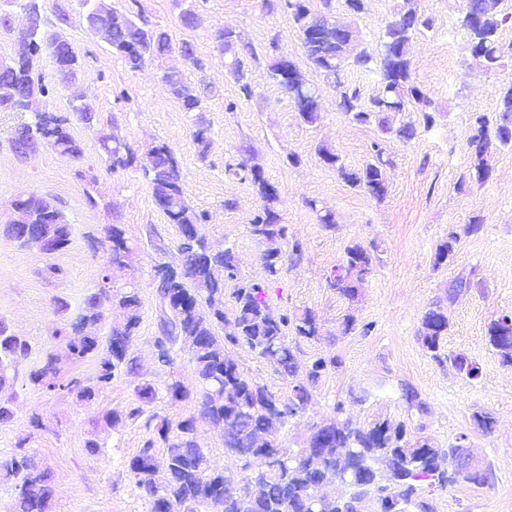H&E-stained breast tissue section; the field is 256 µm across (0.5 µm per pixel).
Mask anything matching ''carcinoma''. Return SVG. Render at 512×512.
I'll list each match as a JSON object with an SVG mask.
<instances>
[{
	"label": "carcinoma",
	"mask_w": 512,
	"mask_h": 512,
	"mask_svg": "<svg viewBox=\"0 0 512 512\" xmlns=\"http://www.w3.org/2000/svg\"><path fill=\"white\" fill-rule=\"evenodd\" d=\"M323 12L312 17L306 0H285L294 22L298 25L302 45L313 65L328 80L335 81L342 112L359 124L374 125L382 137L395 136L405 142L416 136V128L409 124H395V116L407 110L413 101L427 100L426 93L411 82L407 47L419 32L430 28V19L409 5L397 18L385 25L381 49L376 55L362 51L351 61L341 60V36L330 26L332 0H322ZM33 27L26 38L30 43L27 53L21 55L14 71L0 74V112H27L29 121L21 124L10 144L20 151L31 139L49 141L61 155L78 157L81 147L71 133L72 119L41 110L42 99L49 94L42 73L38 72V53L48 21L42 15L36 0L26 4ZM512 17L483 12L475 22L461 20L469 36L471 56L477 66L487 72L496 71L506 51L500 41L499 30ZM89 29L101 33L112 52L120 55L128 66L138 69L148 61L162 57L173 49L169 33L153 24L139 10L117 13L104 4L95 11H86ZM219 48L233 46L229 63L230 74L239 83L241 95L252 96L250 84L244 81L242 62L255 56V49L234 39L230 30L219 29L214 34ZM273 53L269 67L271 79L291 101L302 120L313 124L319 119V95H304L283 77L286 61L279 53L278 41L270 43ZM348 68L374 70L380 78V91L365 106L359 92L342 78ZM164 80L182 108L187 112L202 110L203 98L196 87L165 74ZM468 144L474 153L470 178L483 182L489 168L486 155L492 147L512 148V86L504 89L500 111L495 124L480 115L475 117ZM320 159L337 170L350 186L363 190L376 199L386 193V169L392 165L382 143L372 145L371 159L360 169L346 168L340 157L330 150L319 149ZM139 166L149 180L153 197L172 224L180 229L178 251L186 277L170 274L155 284L156 293L166 292L172 301L160 316V336L156 337L157 361L162 367L174 361L173 347L182 341L187 345L194 363L195 385L199 389V420L224 426V448L244 462L250 473L240 482L213 469L204 449L196 440V419L185 421L179 433L172 436L168 425L157 423L156 431L164 444L163 461L155 455L154 443L140 449L128 464L137 487L150 500L151 512H205L210 499L221 497L223 512H314L313 493L324 482L337 478L345 488L343 500L346 512H355L360 495L380 512H403L413 505L415 512H431L428 502L418 498L421 486L444 489L459 481L477 487L487 486L490 469L478 467L459 478L451 467L439 463L450 462L454 446L436 448L428 442L412 443L407 439L406 426H396L378 420L366 427H357L348 420L332 421L313 428L308 439L317 446L320 462L312 465L298 458L302 450L290 453L280 447L278 429L303 414L312 402L311 387L328 368L337 364L336 357H319L311 362L300 378L297 357L288 341V332L317 341L320 326L308 310L276 312L267 300V284L241 281L233 292L234 333L223 338L215 328L224 325V281L238 279V262L231 248L213 253L199 243L191 231L199 228L203 214L196 212L187 201L180 162L173 149L165 142H157L139 159ZM233 174L248 180L254 186L262 205L250 220L251 234L268 246L264 269L268 280L282 272L285 258L300 253L297 244L284 251L288 238L287 225L280 222V194L261 172L248 171L239 163ZM16 223L4 228L8 236L18 237L20 224H36L41 234L52 238L56 249L70 242L71 229L64 215L49 201L33 195L15 202ZM109 262L126 266L132 246L124 230L117 224L108 228ZM460 242V233L448 231L447 240L437 249L435 264L441 265L454 258ZM378 245L368 246L351 241L344 247L340 264L327 280L336 295L350 302L360 296V290L372 273L378 259ZM110 303L125 316L124 322L113 328L106 346L98 337L85 333L86 325L101 319L100 308ZM141 298L132 283L114 286L108 277L86 302V307L70 323L73 338L67 343V355L62 359L55 353H45L43 364L30 373V381L48 390L67 388L77 397L89 399L96 391L112 384L122 373L134 371L128 358V344L140 323ZM447 310L435 303L425 312L419 329V340L438 363H451L457 371L474 379L479 367L463 354H445L441 341L448 330ZM370 323L358 324L352 314L342 321V333L372 332ZM488 338L501 362L512 366V314L504 313L491 321ZM241 347L257 353L283 376L293 379L287 396L280 397L268 391L244 372L228 356V349ZM29 353V345L14 335L0 321V388L10 384L9 370ZM92 354L99 356V371L92 384H83L73 378L62 380L64 362L80 361ZM163 391L171 400H182L189 395L185 383L173 376L164 382ZM406 411L424 416L427 404L411 387L402 389ZM0 479L14 485L17 512H48L53 487L47 474L38 470L25 454L0 458Z\"/></svg>",
	"instance_id": "obj_1"
}]
</instances>
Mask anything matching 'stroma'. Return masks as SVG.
Listing matches in <instances>:
<instances>
[{
	"label": "stroma",
	"instance_id": "1",
	"mask_svg": "<svg viewBox=\"0 0 512 512\" xmlns=\"http://www.w3.org/2000/svg\"><path fill=\"white\" fill-rule=\"evenodd\" d=\"M415 2L432 26L409 45L411 77L431 105H414L397 117L416 127L415 139L384 140L393 164L387 171L386 194L379 200L348 185L318 155L319 147H328L347 168L358 169L381 137L376 126L357 124L338 108L335 88L309 64L284 0H139L145 15L174 42L193 45L205 63L201 70L184 64L174 52L131 69L88 29L82 0H38L49 20L48 33H61L81 61L75 80L62 82L50 55L42 54L40 69L54 86L46 98L50 110L69 113L79 95L95 112L93 124L73 125L72 134L82 147L76 159L40 142L27 156H16L9 140L23 116L0 112V321L30 346L28 358L13 371L12 386L0 392L13 399L12 418L0 422V456L25 453L48 473L54 487L49 512H151L128 469L129 460L158 438L146 419L159 416L174 429L198 414L194 393L179 401L162 395L146 404L138 396L139 385L159 388L171 375L186 385L194 383L186 348L176 346L168 371L155 356L160 311L153 268L162 262L180 263L179 230L156 205L139 165L112 167L100 147L104 138L121 141L136 158L159 141L173 148L187 199L205 216L201 233L213 249L234 250L244 280L266 277L260 260L263 246L249 230L261 201L250 182L228 174L225 167L247 161L277 187L288 240L300 243L302 253L271 283L269 303L277 310H311L322 328L320 341H297L300 366L320 356L337 359L336 367L314 385L309 409L281 430L282 447H304L311 425L340 414L361 426L383 419L406 424L411 440L426 439L437 448L462 437L479 461L492 466L494 486L460 482L443 490L423 488L422 496L434 512H512V367L501 363L487 338L490 321L512 312V149L488 154L489 175L479 184L469 178L473 158L467 144L475 116L497 117L502 91L512 85V57L493 72L473 65L461 26L465 0ZM363 3V10L355 12L346 0H335L333 18L351 26L362 48L375 54L385 24L400 13L405 0ZM187 10L197 17L191 29L180 22ZM224 27L257 51L256 58L245 62L251 98L241 96L228 71V54L213 43L215 31ZM274 39L318 86L321 112L316 123H305L269 79L268 46ZM171 70L184 82L208 89L202 111L182 109L162 79ZM231 101L236 108L230 112L226 105ZM428 111L435 116L429 127L423 121ZM200 126L209 137L203 159L192 137ZM89 174L96 178L91 186L85 181ZM28 194L51 200L65 215L71 236L62 251L48 256L20 247L4 234L14 218L13 201ZM90 194L96 205L88 204ZM228 199L234 209H225ZM319 205L332 211L334 227L320 222L315 211ZM474 222L479 231L465 234ZM113 224L121 225L136 247L130 267L124 269L106 267V230ZM452 228L463 233L456 256L436 265V250ZM351 241L375 242L381 248L352 304L327 285ZM106 272L115 282L131 280L139 288L140 324L128 348L135 374L115 378L89 399L33 385L29 373L40 365L44 352L65 348L56 330L66 328L81 311ZM460 277L469 281V288L449 298V285ZM440 300L449 303L442 350L475 361L477 378L437 365L418 339L424 313ZM349 313L358 323H372L373 333L342 334L341 321ZM230 355L246 375L287 395L289 381L256 353L234 349ZM406 385L428 404L427 415L407 416L402 400ZM135 407L142 408V417L129 418ZM477 411L495 418L492 432L476 427L472 415ZM108 412L119 415V422L96 427V420ZM93 438L97 447H88ZM197 440L212 466L242 477L240 460L224 448L221 428L198 421Z\"/></svg>",
	"mask_w": 512,
	"mask_h": 512
}]
</instances>
